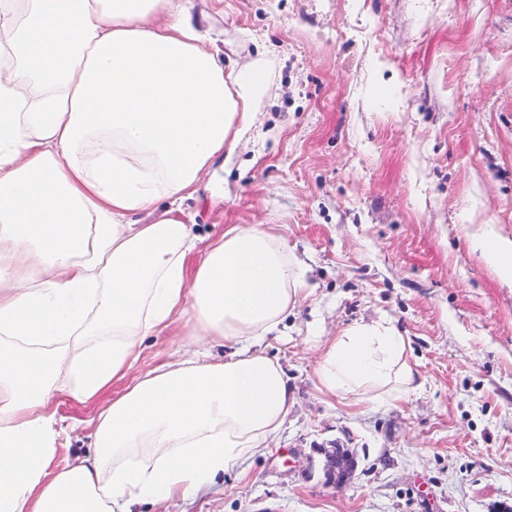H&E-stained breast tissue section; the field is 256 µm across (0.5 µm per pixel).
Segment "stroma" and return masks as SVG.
Wrapping results in <instances>:
<instances>
[{
  "instance_id": "1",
  "label": "stroma",
  "mask_w": 512,
  "mask_h": 512,
  "mask_svg": "<svg viewBox=\"0 0 512 512\" xmlns=\"http://www.w3.org/2000/svg\"><path fill=\"white\" fill-rule=\"evenodd\" d=\"M224 65L269 92L232 161L183 203L195 233L268 224L312 286L260 345L295 405L266 450L140 512H512V0H189ZM390 322L415 388L322 393V349ZM345 448L335 484L323 449ZM326 459V469L336 484L348 482L355 473L356 462L351 453L343 448L323 449Z\"/></svg>"
}]
</instances>
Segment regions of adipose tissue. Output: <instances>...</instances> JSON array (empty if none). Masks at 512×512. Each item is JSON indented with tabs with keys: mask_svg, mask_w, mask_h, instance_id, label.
I'll return each mask as SVG.
<instances>
[{
	"mask_svg": "<svg viewBox=\"0 0 512 512\" xmlns=\"http://www.w3.org/2000/svg\"><path fill=\"white\" fill-rule=\"evenodd\" d=\"M267 88L262 60L223 68L181 0H0V512L187 497L284 424L288 377L259 345L305 273L265 225L203 237L181 208ZM178 316L173 360L111 395ZM317 378L332 396L414 382L381 322L330 340ZM60 392L93 408L92 442L53 471Z\"/></svg>",
	"mask_w": 512,
	"mask_h": 512,
	"instance_id": "obj_1",
	"label": "adipose tissue"
}]
</instances>
